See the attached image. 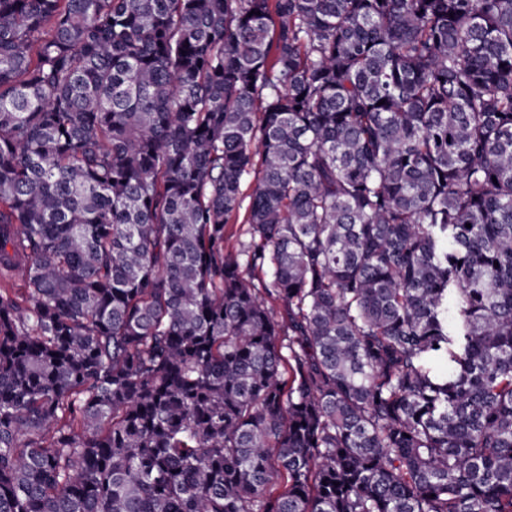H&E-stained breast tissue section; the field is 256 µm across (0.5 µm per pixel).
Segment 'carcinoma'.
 <instances>
[{"label":"carcinoma","mask_w":512,"mask_h":512,"mask_svg":"<svg viewBox=\"0 0 512 512\" xmlns=\"http://www.w3.org/2000/svg\"><path fill=\"white\" fill-rule=\"evenodd\" d=\"M0 512H512V0H0Z\"/></svg>","instance_id":"cac0c4a2"}]
</instances>
